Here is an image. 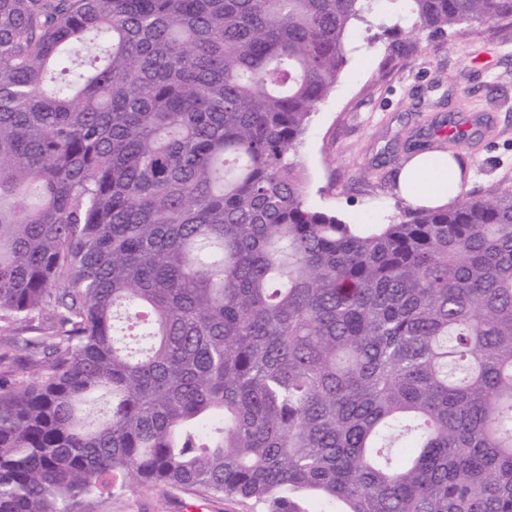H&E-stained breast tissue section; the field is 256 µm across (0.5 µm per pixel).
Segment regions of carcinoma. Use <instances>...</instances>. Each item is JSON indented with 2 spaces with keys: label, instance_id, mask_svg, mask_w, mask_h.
<instances>
[{
  "label": "carcinoma",
  "instance_id": "cac0c4a2",
  "mask_svg": "<svg viewBox=\"0 0 512 512\" xmlns=\"http://www.w3.org/2000/svg\"><path fill=\"white\" fill-rule=\"evenodd\" d=\"M512 31V0H405ZM373 0H0V512L133 486L512 512V184L363 228L299 148Z\"/></svg>",
  "mask_w": 512,
  "mask_h": 512
}]
</instances>
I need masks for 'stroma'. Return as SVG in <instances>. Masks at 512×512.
Here are the masks:
<instances>
[{"label": "stroma", "mask_w": 512, "mask_h": 512, "mask_svg": "<svg viewBox=\"0 0 512 512\" xmlns=\"http://www.w3.org/2000/svg\"><path fill=\"white\" fill-rule=\"evenodd\" d=\"M375 9L396 29L347 31V63L300 150L309 205L351 224L388 223L404 205L395 188L405 141L454 108L460 122L481 130L454 147L462 192L482 197L512 184V34L469 22L442 36H412L401 0H377ZM201 500L207 512H257L249 501L208 500L179 487L93 499L87 512H181L182 503Z\"/></svg>", "instance_id": "obj_1"}]
</instances>
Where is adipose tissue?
<instances>
[{"mask_svg":"<svg viewBox=\"0 0 512 512\" xmlns=\"http://www.w3.org/2000/svg\"><path fill=\"white\" fill-rule=\"evenodd\" d=\"M400 196L415 207H438L452 202L460 191L457 165L434 161L428 156L415 157L397 179Z\"/></svg>","mask_w":512,"mask_h":512,"instance_id":"adipose-tissue-1","label":"adipose tissue"}]
</instances>
